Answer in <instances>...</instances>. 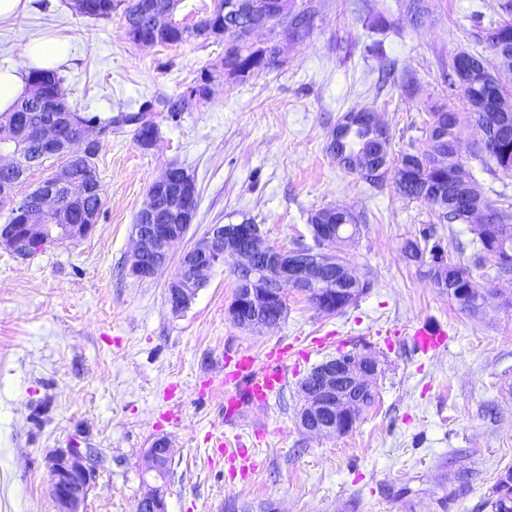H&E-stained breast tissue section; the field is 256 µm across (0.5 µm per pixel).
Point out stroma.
I'll return each instance as SVG.
<instances>
[{
    "instance_id": "stroma-1",
    "label": "stroma",
    "mask_w": 512,
    "mask_h": 512,
    "mask_svg": "<svg viewBox=\"0 0 512 512\" xmlns=\"http://www.w3.org/2000/svg\"><path fill=\"white\" fill-rule=\"evenodd\" d=\"M318 2L309 38L280 34L282 68L238 80L216 74L210 100L175 122L155 115L159 139L148 150L123 112L214 71L223 38L138 47L121 10L90 19L71 0H33L0 23L1 68L23 64L18 33L68 37L72 55L58 71L69 102L114 119L95 160L103 204L93 232L25 260L0 247V512H56L47 459L74 445L105 454L84 512H136L151 485L146 453L159 437L173 448L167 512H227L232 503L260 512L269 502L279 512H491L494 488L512 469V275L489 282L474 271L476 286L494 292L476 311L435 288L403 242L433 228V243L456 261L473 238L469 225L437 223L393 183L378 189L338 167L327 147L337 119L366 108L387 128L392 152L425 149L426 107L463 108L441 77L442 60L486 52L484 28L507 16L498 0H425L414 24L402 0H370L390 22L382 29L357 0ZM372 43L415 72V97L378 86V63L364 51ZM174 164L197 180L190 242L210 225L249 217L267 244L292 249L311 243V211L365 212L353 252L373 287L333 314L286 290L285 318L251 332L225 313L235 287L228 257L173 311L174 266L138 281L126 261L148 188ZM424 323L448 331L429 353L410 340ZM276 344L308 353L289 360L281 394L225 420L224 357L260 360ZM348 352L379 360L375 405L345 436L303 432L301 380ZM227 435L250 448L253 469L225 462L217 444Z\"/></svg>"
}]
</instances>
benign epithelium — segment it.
<instances>
[{
  "instance_id": "1",
  "label": "benign epithelium",
  "mask_w": 512,
  "mask_h": 512,
  "mask_svg": "<svg viewBox=\"0 0 512 512\" xmlns=\"http://www.w3.org/2000/svg\"><path fill=\"white\" fill-rule=\"evenodd\" d=\"M297 12L292 0H224L221 11L210 15L211 35L224 34V17L245 15L250 25L244 40L254 43L257 33H266L272 45L280 27L277 19ZM205 100L198 84L174 98L170 118L175 121L194 102ZM33 105L25 104L23 121L0 123V205L6 206L20 223L0 225V246L17 258L32 256L49 242L74 241L90 234L98 224L99 206L94 203L98 184L89 171L76 172V163L99 151L91 126L74 123L68 107L49 93L36 92ZM58 169L37 186L22 190L25 174L48 161ZM198 191L195 177L184 169L169 168L148 190L144 223L133 225L135 247L127 259L128 275L141 281L152 278L165 266L177 244L195 222ZM329 211L320 214V247L313 250L282 249L268 245L260 228L249 222L213 224L181 255L175 276L167 289L171 307L178 311L193 299L209 272L228 255L238 257L233 275L238 288L226 307L228 318L238 327L259 332L277 324L285 315L284 290L293 288L316 295L318 305L334 311L364 288L349 259L327 253L322 247L336 243L326 232ZM380 372L371 356L344 353L317 366L301 384L299 427L306 433L341 437L359 420L362 396L372 388ZM99 452L95 448H65L48 459L50 492L57 512H83L95 478ZM172 460L169 440L159 437L146 454L147 470L159 484L138 501L136 512H167L165 485L161 484Z\"/></svg>"
}]
</instances>
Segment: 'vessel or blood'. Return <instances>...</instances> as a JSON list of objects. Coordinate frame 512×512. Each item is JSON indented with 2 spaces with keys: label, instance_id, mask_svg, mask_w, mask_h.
<instances>
[{
  "label": "vessel or blood",
  "instance_id": "b4317fda",
  "mask_svg": "<svg viewBox=\"0 0 512 512\" xmlns=\"http://www.w3.org/2000/svg\"><path fill=\"white\" fill-rule=\"evenodd\" d=\"M444 334L440 327L418 328L413 331L412 339L416 347L426 353L443 344ZM287 362L288 349L281 345L270 347L261 364L246 352L225 359L222 365L225 419H232L244 402L264 404L279 395L286 383ZM222 448L230 466L247 470L250 454L239 438L225 439Z\"/></svg>",
  "mask_w": 512,
  "mask_h": 512
}]
</instances>
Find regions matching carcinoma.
<instances>
[{
    "label": "carcinoma",
    "instance_id": "obj_1",
    "mask_svg": "<svg viewBox=\"0 0 512 512\" xmlns=\"http://www.w3.org/2000/svg\"><path fill=\"white\" fill-rule=\"evenodd\" d=\"M155 13L150 22L144 23L139 31L153 36L163 45L176 46L191 38L204 36L203 23L187 26L172 19L166 10V0H154ZM85 16L94 19H108L116 4L114 0H87ZM317 5L308 0L299 14L278 21L288 24V31L298 39H304L313 32ZM491 55L484 56L469 51H460L448 60L445 76L448 83H461L460 98L467 111L455 112L445 105H435L427 110L424 121L427 148L421 155L414 149L403 150L394 157L389 150V136L382 128L364 124L356 113L348 112L336 121L330 132L328 151L336 164L356 174L364 182L381 188L392 180L395 190L406 199L427 204L440 224H470V212L474 209L483 214V223L488 228L476 233L474 251L467 263L448 262V280L472 281L471 269H482L484 275L496 279L512 273V264L492 261V256L512 254V214L498 208L483 196L470 175L464 171L461 147L456 127L466 120L478 125L484 133L483 144L473 148L472 155L483 165V171L496 174L501 171L512 174V90H507L491 74L494 61L501 56L512 59V22H502L485 30L483 36ZM224 63L235 69H256L258 71L281 67L284 61L273 63L263 60V55L250 44L238 41L231 34L224 35ZM378 81L385 85L398 84L413 90L417 84L415 74L410 71L396 72L388 63L378 68ZM65 78L56 71L34 69L27 78L28 87L39 83L50 93L65 94ZM173 97L161 96L143 103L129 121L138 123L149 119L151 112H164L172 108ZM448 193V208L437 206L435 192ZM364 218L351 211L340 212L334 219L335 231L344 240L360 232ZM428 235L408 239L402 245L407 258L414 260L426 250Z\"/></svg>",
    "mask_w": 512,
    "mask_h": 512
}]
</instances>
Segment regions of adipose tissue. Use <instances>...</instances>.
<instances>
[{
	"mask_svg": "<svg viewBox=\"0 0 512 512\" xmlns=\"http://www.w3.org/2000/svg\"><path fill=\"white\" fill-rule=\"evenodd\" d=\"M23 69H0V113L10 111L26 89L30 69L53 70L70 55V44L63 37H26L20 45Z\"/></svg>",
	"mask_w": 512,
	"mask_h": 512,
	"instance_id": "1",
	"label": "adipose tissue"
}]
</instances>
